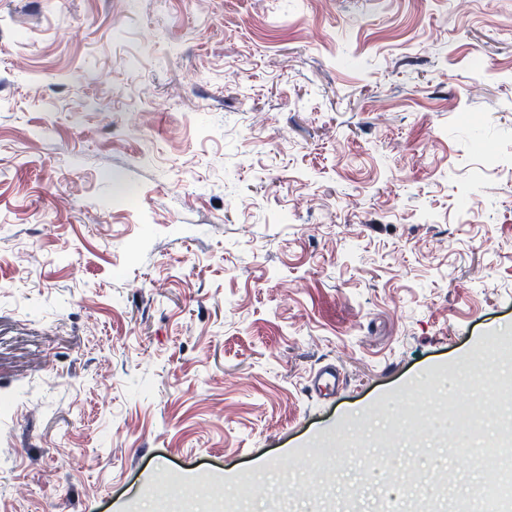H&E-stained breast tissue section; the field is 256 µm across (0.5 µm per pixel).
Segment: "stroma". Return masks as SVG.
I'll use <instances>...</instances> for the list:
<instances>
[{
    "instance_id": "obj_1",
    "label": "stroma",
    "mask_w": 512,
    "mask_h": 512,
    "mask_svg": "<svg viewBox=\"0 0 512 512\" xmlns=\"http://www.w3.org/2000/svg\"><path fill=\"white\" fill-rule=\"evenodd\" d=\"M506 383L512 0H0V512L467 497Z\"/></svg>"
}]
</instances>
